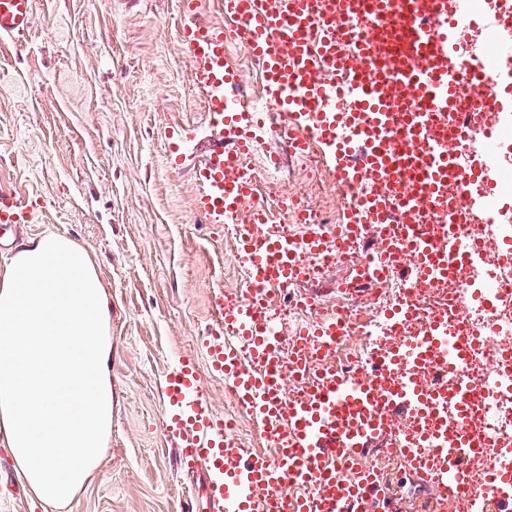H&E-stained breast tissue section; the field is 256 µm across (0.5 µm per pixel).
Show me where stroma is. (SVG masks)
Instances as JSON below:
<instances>
[{
  "instance_id": "1",
  "label": "stroma",
  "mask_w": 512,
  "mask_h": 512,
  "mask_svg": "<svg viewBox=\"0 0 512 512\" xmlns=\"http://www.w3.org/2000/svg\"><path fill=\"white\" fill-rule=\"evenodd\" d=\"M180 0H34L31 30L0 40V186L34 221L0 238L53 231L93 259L112 303V435L93 478L50 506L18 481L0 448V512H178L192 481L175 463L165 422V379L183 357L199 360L216 327L219 292L240 286L234 248L195 208L194 170L215 138L193 63L180 42ZM192 129L172 166L166 133ZM266 148L284 166L277 185L303 193L307 157L277 133ZM198 372L217 413L234 399L223 378ZM399 512H432L436 489L391 478Z\"/></svg>"
}]
</instances>
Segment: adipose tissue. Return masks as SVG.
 Instances as JSON below:
<instances>
[{"label": "adipose tissue", "instance_id": "obj_1", "mask_svg": "<svg viewBox=\"0 0 512 512\" xmlns=\"http://www.w3.org/2000/svg\"><path fill=\"white\" fill-rule=\"evenodd\" d=\"M111 309L88 256L49 232L0 265V447L45 504L92 477L112 433Z\"/></svg>", "mask_w": 512, "mask_h": 512}]
</instances>
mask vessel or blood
<instances>
[{
  "label": "vessel or blood",
  "mask_w": 512,
  "mask_h": 512,
  "mask_svg": "<svg viewBox=\"0 0 512 512\" xmlns=\"http://www.w3.org/2000/svg\"><path fill=\"white\" fill-rule=\"evenodd\" d=\"M33 5L0 0V38L23 37L33 24ZM222 8L261 62L266 100L289 124V149L322 146L345 195V222L331 236L310 231L297 238H241L238 249L256 288L231 307L216 297L218 327L201 350L211 371L230 383L238 403L276 441L277 453L269 458L240 448L214 411L195 359L186 358L169 373L164 391L166 425L181 467L190 473L206 468L212 512H373L389 489L377 482L367 457L386 441L385 414L405 412L431 420L440 487L469 496L465 461L479 452L480 432L449 434L448 409H466L485 394L469 383L427 385L412 374L421 366L451 368L469 355V345L449 343L447 326L432 322L406 355L385 352L365 375L319 367L302 397L289 401L282 333L267 314L264 289L298 280L305 256L331 244L344 249L364 225L386 223L394 208L408 213L447 205L448 242L439 246L420 225H402L358 273L359 284L379 280L402 253H411L417 270L437 280L452 278L457 265L479 255L478 239L455 219L469 207L463 190L483 174L489 151L471 146L463 128L454 131L448 148L428 139L427 131L437 115L456 109L460 86L470 89L472 116L500 102L512 85V45L500 44L499 65L490 70L458 55V43L475 23L473 0H223ZM361 20L369 23L366 32L354 33L353 23ZM181 42L211 126L219 133L228 124L238 130L232 149L219 137L195 173L197 210L209 223L224 225L252 193L237 173V160L254 147L258 116L246 98H224L242 80L224 64L223 28L191 22ZM336 99L350 104L340 117L325 106ZM385 175L400 180L405 194L358 193L363 180ZM29 219L25 202L1 188L0 230ZM228 330L233 340H225ZM347 333L346 322L332 316L300 328L295 338L331 357ZM294 486L301 495L288 497Z\"/></svg>",
  "instance_id": "b4317fda"
}]
</instances>
